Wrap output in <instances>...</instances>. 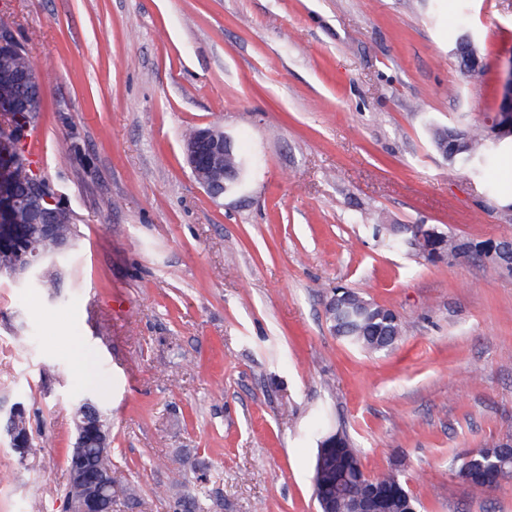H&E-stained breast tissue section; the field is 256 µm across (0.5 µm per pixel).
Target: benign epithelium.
<instances>
[{
	"label": "benign epithelium",
	"mask_w": 512,
	"mask_h": 512,
	"mask_svg": "<svg viewBox=\"0 0 512 512\" xmlns=\"http://www.w3.org/2000/svg\"><path fill=\"white\" fill-rule=\"evenodd\" d=\"M17 57H28L25 48L8 27L0 28V64L8 67ZM499 103L496 115L486 122L487 134L493 138L512 133V59L508 61L506 71L499 85ZM232 150V140L216 126L200 127L184 144L186 162L197 183L214 197L225 193V183L238 177V172L224 165V157ZM18 200L10 185L0 183V256L6 254L12 260L0 266L1 273L12 277H23L55 262L57 255L71 247L69 237L59 234L57 215L61 205L57 196L47 193L41 181L34 182L27 210L31 223L38 225L42 235L55 240L50 251L25 252L16 247L15 212ZM25 414L23 404H14L6 415V434L10 445L20 454H25L29 445V432H18L13 422ZM73 422L75 438L70 450L68 474L86 485L83 497L65 505V512H105V504L112 503L115 482L110 473L91 471L86 463V453L90 448L105 449L108 445L110 429L106 426L105 415L97 401L84 399L74 407ZM323 512H386L385 496L381 489L373 488L372 494L357 501L350 510L342 508L339 500H330L324 504Z\"/></svg>",
	"instance_id": "obj_1"
}]
</instances>
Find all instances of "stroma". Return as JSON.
I'll return each mask as SVG.
<instances>
[{
	"mask_svg": "<svg viewBox=\"0 0 512 512\" xmlns=\"http://www.w3.org/2000/svg\"><path fill=\"white\" fill-rule=\"evenodd\" d=\"M0 21L44 82L26 156L78 233L56 296L0 276V407L24 405L38 446L0 435V512H64L86 396L110 421L112 512H318L317 418L417 512H512V485L450 471L512 438V271L483 253L512 241V151L473 178L429 136L491 117L512 0H0ZM465 34L484 83L458 67ZM207 125L248 162L217 199L183 155ZM376 215L475 249L388 250ZM339 286L393 309L402 341L334 335ZM378 479L381 481L380 486L388 493L389 512H408L409 508L415 509L414 498L405 489L396 472L392 470L385 472Z\"/></svg>",
	"mask_w": 512,
	"mask_h": 512,
	"instance_id": "obj_1",
	"label": "stroma"
}]
</instances>
